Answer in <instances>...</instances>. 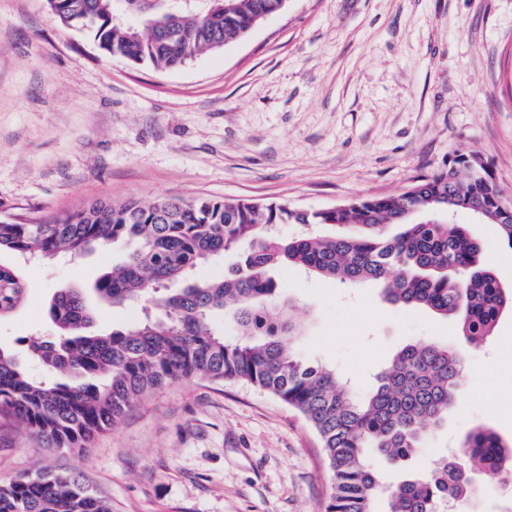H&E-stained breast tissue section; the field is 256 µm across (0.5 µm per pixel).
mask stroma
<instances>
[{
  "mask_svg": "<svg viewBox=\"0 0 512 512\" xmlns=\"http://www.w3.org/2000/svg\"><path fill=\"white\" fill-rule=\"evenodd\" d=\"M458 150L491 160L512 200V0H288L176 71L104 53L45 0H0L2 219L170 196L327 209L401 192ZM454 221L512 287V248L498 227L464 210ZM124 251L72 261L1 253L27 292L0 317V348L42 377L25 340L53 335L51 297L91 288ZM274 276L301 325L294 351L340 369L358 394L405 345L435 341L460 356L459 393L441 425L408 461L379 462L375 512L471 426L512 442V311L472 348L453 320L386 303L371 284L294 266ZM62 465L108 496L112 512H321L331 486L320 440L295 410L247 385L201 380L155 391L83 454L0 430V481Z\"/></svg>",
  "mask_w": 512,
  "mask_h": 512,
  "instance_id": "1",
  "label": "stroma"
}]
</instances>
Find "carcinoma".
<instances>
[{
	"label": "carcinoma",
	"mask_w": 512,
	"mask_h": 512,
	"mask_svg": "<svg viewBox=\"0 0 512 512\" xmlns=\"http://www.w3.org/2000/svg\"><path fill=\"white\" fill-rule=\"evenodd\" d=\"M287 0H205L169 24L151 0H46L63 24L87 28L109 55L155 69L177 70L198 55L238 40ZM468 210L499 226L512 248V203L492 166L477 152L456 151L399 194L355 197L333 209L306 210L286 201L131 198L96 200L31 224L0 220V252L27 258H72L120 241L135 247L105 268L94 285L104 306L145 301L144 317L125 330L91 335L97 318L84 293L61 289L49 303L57 329L29 339L48 371L37 379L0 348V429L31 436L40 448L84 451L135 402L179 380L238 382L297 410L319 435L332 475L322 512H373L379 479L368 456L401 463L422 447L455 402L461 361L446 345L420 341L399 349L373 391L358 395L334 368L294 353L300 330L270 272L299 266L354 286L370 281L391 304L455 320L461 339L480 345L500 314L512 310V288L496 279L468 230L444 216ZM282 224L297 227L284 237ZM341 227L320 235L314 227ZM399 225L396 235L387 228ZM242 249L228 273L193 279L196 267ZM17 270L0 264V317L23 301ZM231 314L236 338L216 320ZM461 447L483 469L512 470V443L474 426ZM471 479L443 459L424 477L401 483L391 512H434L439 499L470 491ZM0 512H112V503L76 470H37L0 483Z\"/></svg>",
	"instance_id": "obj_1"
}]
</instances>
